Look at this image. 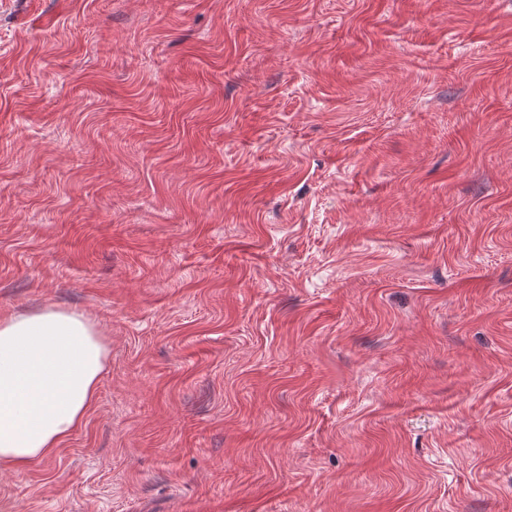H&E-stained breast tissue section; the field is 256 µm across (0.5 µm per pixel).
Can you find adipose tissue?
Listing matches in <instances>:
<instances>
[{"instance_id":"1","label":"adipose tissue","mask_w":512,"mask_h":512,"mask_svg":"<svg viewBox=\"0 0 512 512\" xmlns=\"http://www.w3.org/2000/svg\"><path fill=\"white\" fill-rule=\"evenodd\" d=\"M108 358L97 323L48 305L0 316V466L49 456L85 421Z\"/></svg>"}]
</instances>
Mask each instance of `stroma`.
<instances>
[{
    "label": "stroma",
    "mask_w": 512,
    "mask_h": 512,
    "mask_svg": "<svg viewBox=\"0 0 512 512\" xmlns=\"http://www.w3.org/2000/svg\"><path fill=\"white\" fill-rule=\"evenodd\" d=\"M94 318L0 512H512V0H0V314Z\"/></svg>",
    "instance_id": "stroma-1"
}]
</instances>
